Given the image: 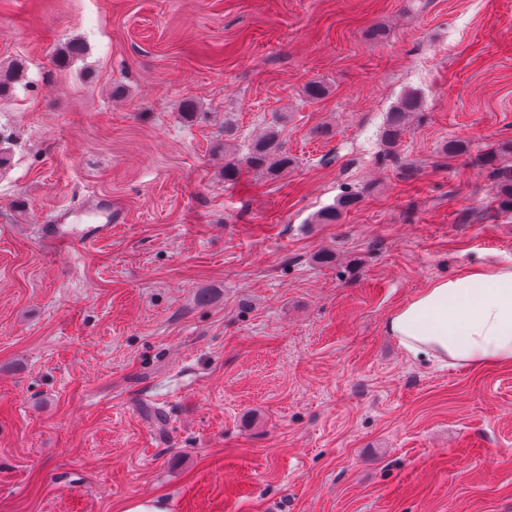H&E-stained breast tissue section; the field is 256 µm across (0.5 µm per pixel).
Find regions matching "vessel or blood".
Instances as JSON below:
<instances>
[{
    "instance_id": "1",
    "label": "vessel or blood",
    "mask_w": 512,
    "mask_h": 512,
    "mask_svg": "<svg viewBox=\"0 0 512 512\" xmlns=\"http://www.w3.org/2000/svg\"><path fill=\"white\" fill-rule=\"evenodd\" d=\"M48 240L54 248L70 256H79L97 241L112 234V208L104 206L101 219L95 224H84L79 211H63L56 215L48 227Z\"/></svg>"
}]
</instances>
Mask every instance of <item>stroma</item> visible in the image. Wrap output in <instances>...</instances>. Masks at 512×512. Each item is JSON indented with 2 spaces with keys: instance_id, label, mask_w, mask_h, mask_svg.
<instances>
[{
  "instance_id": "1",
  "label": "stroma",
  "mask_w": 512,
  "mask_h": 512,
  "mask_svg": "<svg viewBox=\"0 0 512 512\" xmlns=\"http://www.w3.org/2000/svg\"><path fill=\"white\" fill-rule=\"evenodd\" d=\"M12 62L0 512H512V365L386 331L433 281L512 263L479 162L512 140V0H0ZM270 127L295 167L225 182ZM100 195L111 238L52 251L41 225ZM421 100L414 92L405 93L395 107L388 113L384 129V140L395 146L415 112L420 109ZM358 202L356 194H346L341 196L336 204L328 206L318 212L314 217L317 224H333L338 221L342 213Z\"/></svg>"
}]
</instances>
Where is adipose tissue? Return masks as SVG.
<instances>
[{"label": "adipose tissue", "mask_w": 512, "mask_h": 512, "mask_svg": "<svg viewBox=\"0 0 512 512\" xmlns=\"http://www.w3.org/2000/svg\"><path fill=\"white\" fill-rule=\"evenodd\" d=\"M405 352L451 366L512 364V264L432 282L389 316Z\"/></svg>", "instance_id": "1"}]
</instances>
